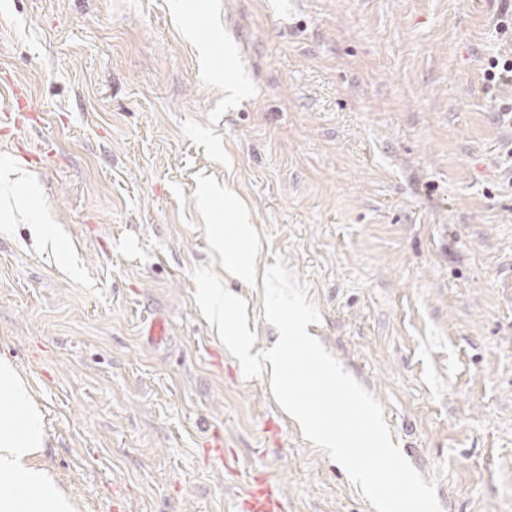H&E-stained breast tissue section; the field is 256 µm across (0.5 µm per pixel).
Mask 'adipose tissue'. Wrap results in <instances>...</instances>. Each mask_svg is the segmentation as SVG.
Wrapping results in <instances>:
<instances>
[{
	"label": "adipose tissue",
	"instance_id": "ef3b65f1",
	"mask_svg": "<svg viewBox=\"0 0 512 512\" xmlns=\"http://www.w3.org/2000/svg\"><path fill=\"white\" fill-rule=\"evenodd\" d=\"M237 237L243 249L224 247L225 230H216L213 245L224 254V268L246 283H260L271 298L270 316L282 309L279 294L284 286L278 272L259 268V241L245 210L235 214ZM0 512H82V502L43 464L47 433L27 381L13 364L0 360Z\"/></svg>",
	"mask_w": 512,
	"mask_h": 512
}]
</instances>
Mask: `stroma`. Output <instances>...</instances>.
Returning <instances> with one entry per match:
<instances>
[{
    "label": "stroma",
    "mask_w": 512,
    "mask_h": 512,
    "mask_svg": "<svg viewBox=\"0 0 512 512\" xmlns=\"http://www.w3.org/2000/svg\"><path fill=\"white\" fill-rule=\"evenodd\" d=\"M174 3L0 0V165L37 179L70 256L30 220L0 230V358L45 416V464L85 512H238L257 473L286 512H375L197 306L192 269L224 271L207 180L307 285L310 333L442 512H512V87L484 79L512 50L500 0H301L285 20ZM190 26L222 34L241 94ZM15 87L33 124L3 117ZM225 286L273 342L263 288ZM42 223L34 225V233L39 243L45 245L53 253L58 252L62 257H65L66 250L63 239L56 233L53 225H50L52 223L50 222V216L46 215Z\"/></svg>",
    "instance_id": "stroma-1"
}]
</instances>
